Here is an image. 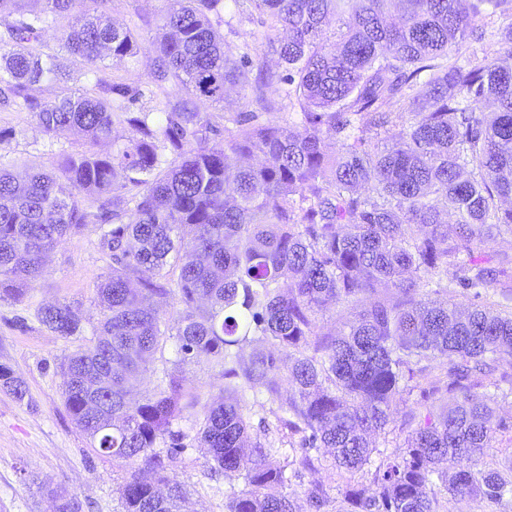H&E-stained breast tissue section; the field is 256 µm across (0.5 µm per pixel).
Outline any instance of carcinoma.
<instances>
[{"label": "carcinoma", "instance_id": "carcinoma-1", "mask_svg": "<svg viewBox=\"0 0 512 512\" xmlns=\"http://www.w3.org/2000/svg\"><path fill=\"white\" fill-rule=\"evenodd\" d=\"M162 2L163 33L147 44L112 21L108 0H0V103L31 113L51 138L79 130L95 145L119 126L131 133L112 156L81 151L50 171L0 163V297L27 298L46 253L89 224L111 260L96 285L95 339L61 365L62 398L92 447L141 462L118 484L123 512H193L173 475L187 450L174 424L200 411L209 474L231 481L224 512H296L286 487L322 466L323 448L346 481L347 509L313 483L307 512H441L438 483L512 501V474L476 468L494 433L478 389L512 358V311L428 297L445 279L512 300V256L481 257L512 232V68L491 52L461 60L487 18L512 16V0H395L397 21L390 0ZM247 11L269 31L263 54L278 58L255 75L220 30ZM60 20L67 29L48 49L43 33ZM491 44L512 52V21ZM149 47V89L101 76L106 59L128 63ZM78 60L95 92L42 97L74 79ZM274 84L287 86L288 122L259 124L257 113L283 110L266 94ZM233 89L246 110L221 129L198 103L221 106ZM147 94L155 106L134 108ZM331 133L333 157L322 149ZM158 297L182 306L174 322ZM339 303L362 310L348 331L319 332ZM38 318L59 336L84 331L71 304L42 305ZM170 341L175 359L154 393L133 398ZM254 341L267 348L246 354ZM429 356L448 360L444 384L422 390L436 411L400 452L373 448ZM201 358L221 368L219 402L183 374ZM260 387L275 425L263 419L255 432L247 410ZM0 389L28 396L5 365ZM41 490L55 512H85L67 489Z\"/></svg>", "mask_w": 512, "mask_h": 512}]
</instances>
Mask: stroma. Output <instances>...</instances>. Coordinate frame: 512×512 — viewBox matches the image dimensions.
<instances>
[{"label":"stroma","mask_w":512,"mask_h":512,"mask_svg":"<svg viewBox=\"0 0 512 512\" xmlns=\"http://www.w3.org/2000/svg\"><path fill=\"white\" fill-rule=\"evenodd\" d=\"M161 0H109L107 8L119 25L139 27L144 38L156 32ZM0 129L12 130L0 142V161L35 168L55 166L65 155L87 149L78 132L49 138L30 113L0 110ZM110 260L103 252L95 225L52 250L46 273L29 299H0V364L9 366L27 384L28 402H18L0 390V512H53L42 483L66 487L91 502L90 512H122L116 487L132 472L129 464L98 452L72 422L61 397L60 365L71 353L87 346L89 336L63 338L39 324L35 310L43 304L68 303L79 307L84 326L97 323L95 284ZM431 404L420 389L404 392L393 422L376 446L393 453L403 445L409 428L406 411L424 417ZM186 435V462L177 476L189 490L197 512H224L223 496L214 494L203 473L210 460L195 437L193 421H179Z\"/></svg>","instance_id":"stroma-1"}]
</instances>
